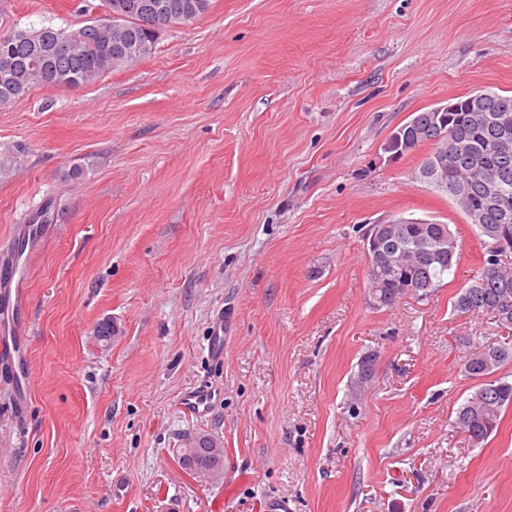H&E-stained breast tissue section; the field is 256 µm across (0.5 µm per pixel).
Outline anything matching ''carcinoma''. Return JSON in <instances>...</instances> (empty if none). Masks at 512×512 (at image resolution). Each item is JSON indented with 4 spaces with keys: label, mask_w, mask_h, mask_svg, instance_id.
I'll use <instances>...</instances> for the list:
<instances>
[{
    "label": "carcinoma",
    "mask_w": 512,
    "mask_h": 512,
    "mask_svg": "<svg viewBox=\"0 0 512 512\" xmlns=\"http://www.w3.org/2000/svg\"><path fill=\"white\" fill-rule=\"evenodd\" d=\"M105 13L124 15L123 29L117 31L112 23L97 24L83 29L84 43L75 50L55 55V39L69 40L71 34L51 25L39 29H17L0 39V104L21 102L34 86L79 88L95 82L107 71L125 63L131 51L142 59L151 55L160 27L177 23L191 12L193 18L204 14L209 0H100ZM488 114L501 108L512 110V95L487 90L475 94ZM460 109L442 114L427 110L414 116L417 131L411 146L402 150L409 153L428 144L431 151L422 162L420 178L436 154L448 151L455 154V163L448 166L444 183L432 182L438 190L455 201L480 235L487 230H499L512 237V221H499L502 212L512 215V142L505 151L495 141L489 128L474 120L469 111L470 98L459 100ZM505 177L507 191L491 204L482 185ZM393 249L398 257L387 263L369 259L367 279L369 293L375 305H393L404 289L431 282L430 288L439 286L457 259L454 237L443 241L439 225L426 222H399L390 225ZM463 313L489 312L504 327L512 322L504 312L512 314V280L504 282L493 276L487 256L474 283L463 289L455 301ZM475 348L464 361V371L471 377L487 375L480 356H485L493 367L512 359V351L495 356L484 351L474 337L467 339ZM512 405V383L500 379L489 380L477 389L458 411L456 424L469 433L477 444L487 439L498 427L503 408ZM179 466L188 473L199 472L213 480L224 475V448L207 434H196L189 443L174 452Z\"/></svg>",
    "instance_id": "obj_1"
}]
</instances>
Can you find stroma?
<instances>
[{
  "label": "stroma",
  "instance_id": "35a3bbf8",
  "mask_svg": "<svg viewBox=\"0 0 512 512\" xmlns=\"http://www.w3.org/2000/svg\"><path fill=\"white\" fill-rule=\"evenodd\" d=\"M98 3L0 0V38ZM482 90L512 95V0H210L147 58L0 105V296L26 304L0 315V512H512V405L481 443L455 424L482 384L460 337L512 347L454 306L482 239L420 178L429 146L388 148ZM398 219L449 225L460 254L378 307L363 233ZM200 432L220 482L174 460ZM216 391L213 388H199L186 392L182 397L183 407L193 413H205L211 401L214 399Z\"/></svg>",
  "mask_w": 512,
  "mask_h": 512
}]
</instances>
